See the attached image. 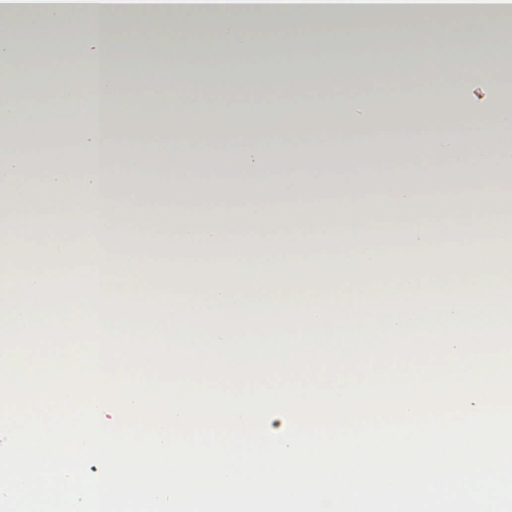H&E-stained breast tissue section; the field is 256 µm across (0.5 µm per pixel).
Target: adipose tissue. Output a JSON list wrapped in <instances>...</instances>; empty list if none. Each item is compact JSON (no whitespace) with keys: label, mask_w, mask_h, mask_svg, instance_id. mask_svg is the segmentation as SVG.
<instances>
[{"label":"adipose tissue","mask_w":512,"mask_h":512,"mask_svg":"<svg viewBox=\"0 0 512 512\" xmlns=\"http://www.w3.org/2000/svg\"><path fill=\"white\" fill-rule=\"evenodd\" d=\"M32 20L31 46L74 66L17 77L0 41V195L23 228L35 266L11 274L9 320L37 307L75 327L80 293L42 264L71 268L82 286L137 281L103 326L122 332L221 333L253 342L255 319L281 333L495 322L512 309V8L464 0H17L0 26ZM398 40L377 50L361 33ZM220 29L243 60L265 30L305 34L304 49L234 70L180 53ZM354 37L334 47L327 30ZM454 39H447V30ZM429 38H420V31ZM166 47L156 69L169 89L114 78L127 32ZM238 110H229L227 96ZM224 152V187L243 183L237 224L171 209L133 220L129 201L173 200L205 188L203 149ZM45 162L35 165L34 154ZM465 174L447 223L429 219L444 171ZM335 241L314 254L298 227ZM152 318L130 317L132 305Z\"/></svg>","instance_id":"adipose-tissue-1"}]
</instances>
